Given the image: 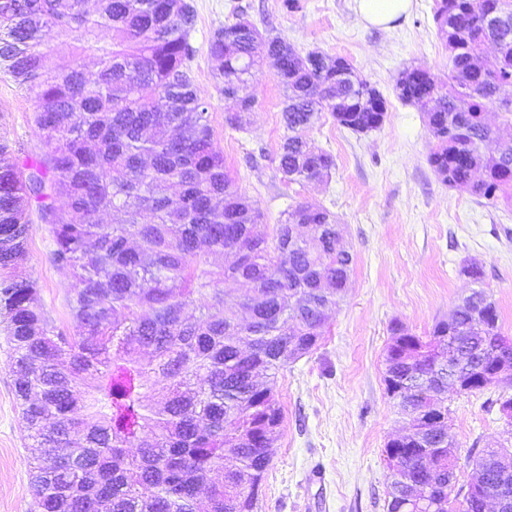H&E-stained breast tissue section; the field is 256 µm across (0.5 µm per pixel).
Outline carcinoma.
Masks as SVG:
<instances>
[{
  "instance_id": "1",
  "label": "carcinoma",
  "mask_w": 512,
  "mask_h": 512,
  "mask_svg": "<svg viewBox=\"0 0 512 512\" xmlns=\"http://www.w3.org/2000/svg\"><path fill=\"white\" fill-rule=\"evenodd\" d=\"M434 2L448 80L406 69L395 92L433 104L428 160L444 182L512 202V139L484 150L495 135L489 108L512 127V0ZM194 23L187 0H96L92 13L85 0H0V73L30 95L44 145L22 160L0 136V314L18 367L33 512H258L283 421L277 375L318 346L326 310L346 292L353 256L336 247L329 210L300 203L271 229L235 187L190 73ZM51 35L71 41L77 60L92 52L95 76L78 63L51 68ZM208 51L242 112L256 104L261 60H274L288 130L279 170L290 183L318 182L334 166L307 138L322 113L356 133L384 122V97L342 57L303 55L240 17ZM33 206L70 279L75 338L14 276ZM294 224L308 239L292 238ZM239 281L251 294H234ZM204 299L196 319L190 309ZM449 334L472 369L486 350L512 360L482 291L427 336L394 323L384 363L403 392L387 379L385 390L409 421L447 401L448 362L436 357ZM438 443L429 430L386 444L387 512H475L483 498L512 497L507 448L479 450L471 479L450 490L457 459Z\"/></svg>"
}]
</instances>
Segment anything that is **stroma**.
<instances>
[{"label": "stroma", "instance_id": "obj_1", "mask_svg": "<svg viewBox=\"0 0 512 512\" xmlns=\"http://www.w3.org/2000/svg\"><path fill=\"white\" fill-rule=\"evenodd\" d=\"M196 13L190 41L197 53L192 76L209 105L214 140L236 187L280 223L308 203L333 212L353 255L345 298L327 312L319 347L280 370L276 393L284 414L265 476L259 512H385L383 450L407 431L388 398L383 353L389 327L399 321L425 336L475 290L492 295L504 335L512 336V205L449 187L428 163L433 141L424 112L401 102L395 82L407 68L443 77L448 52L433 20L434 0H415L392 27L362 25L355 0H191ZM261 33L282 37L297 51L345 58L354 73L385 98L379 129L355 133L323 115L308 132L332 154L336 167L320 183L287 182L279 170L286 135L284 89L272 64L258 75L257 102L247 114L220 92L218 63L208 52L215 30L236 11ZM239 123H231V116ZM0 135L17 155L36 157L42 144L33 102L0 76ZM46 225L32 219L18 278L34 283L56 327L75 334L68 304V275L50 259ZM477 265L483 275L464 273ZM493 386L448 394V422L458 447L457 480L466 483L470 449L499 442L512 446ZM27 439L14 394L11 349L0 328V512H31Z\"/></svg>", "mask_w": 512, "mask_h": 512}]
</instances>
